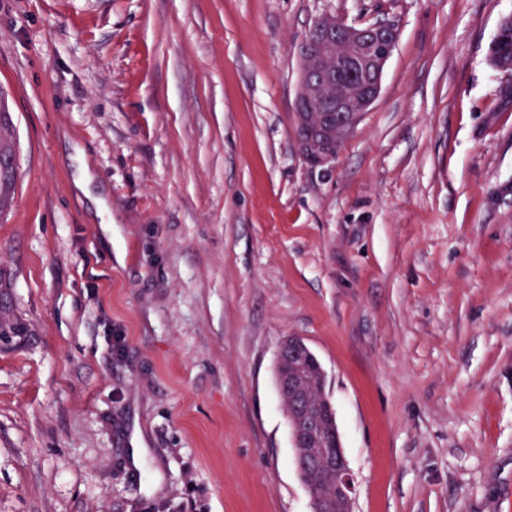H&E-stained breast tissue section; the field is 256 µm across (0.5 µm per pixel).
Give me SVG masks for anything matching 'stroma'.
<instances>
[{
	"label": "stroma",
	"mask_w": 512,
	"mask_h": 512,
	"mask_svg": "<svg viewBox=\"0 0 512 512\" xmlns=\"http://www.w3.org/2000/svg\"><path fill=\"white\" fill-rule=\"evenodd\" d=\"M324 14L399 29L327 172L295 114ZM508 15L0 0V286L32 329L0 350V512H313L289 336L322 364L352 512H512V109L488 57ZM0 159L14 157L16 160V142L13 126L10 121L9 112H6L5 105L0 99Z\"/></svg>",
	"instance_id": "35a3bbf8"
}]
</instances>
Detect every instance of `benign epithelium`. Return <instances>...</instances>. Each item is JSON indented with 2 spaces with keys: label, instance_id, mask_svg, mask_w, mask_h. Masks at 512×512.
Returning a JSON list of instances; mask_svg holds the SVG:
<instances>
[{
  "label": "benign epithelium",
  "instance_id": "obj_1",
  "mask_svg": "<svg viewBox=\"0 0 512 512\" xmlns=\"http://www.w3.org/2000/svg\"><path fill=\"white\" fill-rule=\"evenodd\" d=\"M398 27L381 20L357 25L335 15L317 18L299 47L300 76L295 98L297 142L304 159L315 168L326 169L336 151L353 131L362 115L379 96L385 66L396 47ZM499 87L503 102L512 101V65L500 68ZM278 392L288 387L292 396L305 394V383L297 374L288 384L278 379ZM293 447L302 456L317 460L315 474L322 475L329 464L317 450L307 447L309 438L291 431ZM336 468L343 475L336 485V498L350 499L351 471L341 443H336Z\"/></svg>",
  "mask_w": 512,
  "mask_h": 512
}]
</instances>
